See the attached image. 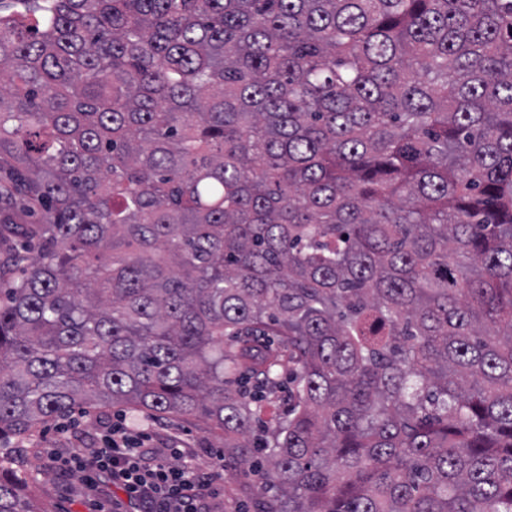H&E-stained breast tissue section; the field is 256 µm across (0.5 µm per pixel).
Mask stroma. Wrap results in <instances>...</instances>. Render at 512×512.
<instances>
[{"instance_id":"obj_1","label":"stroma","mask_w":512,"mask_h":512,"mask_svg":"<svg viewBox=\"0 0 512 512\" xmlns=\"http://www.w3.org/2000/svg\"><path fill=\"white\" fill-rule=\"evenodd\" d=\"M125 424L148 434V447L155 458H163L169 449L190 450L192 463L201 473L210 472L214 454L224 450V433L203 418L186 420L175 416H156L144 411L117 407L92 409L88 418L69 423L67 418L48 420L20 440L26 470L36 472L38 483L30 485L25 496L41 512H107L109 498L123 499L120 489L104 494L92 490L78 473L60 471L52 454L68 455L79 441H96L108 428ZM260 478L255 467L242 472H223L213 480L220 487L219 498L210 500V512H252L253 487Z\"/></svg>"}]
</instances>
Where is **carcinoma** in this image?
Masks as SVG:
<instances>
[{
    "label": "carcinoma",
    "mask_w": 512,
    "mask_h": 512,
    "mask_svg": "<svg viewBox=\"0 0 512 512\" xmlns=\"http://www.w3.org/2000/svg\"><path fill=\"white\" fill-rule=\"evenodd\" d=\"M2 282L0 512L83 405L259 512H512V0H0Z\"/></svg>",
    "instance_id": "carcinoma-1"
}]
</instances>
